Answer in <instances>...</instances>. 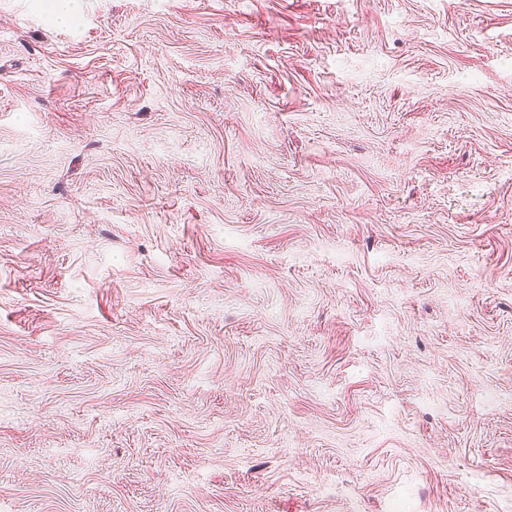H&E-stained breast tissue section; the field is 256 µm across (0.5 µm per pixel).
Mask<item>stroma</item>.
<instances>
[{
    "label": "stroma",
    "mask_w": 512,
    "mask_h": 512,
    "mask_svg": "<svg viewBox=\"0 0 512 512\" xmlns=\"http://www.w3.org/2000/svg\"><path fill=\"white\" fill-rule=\"evenodd\" d=\"M0 0V512H512V0Z\"/></svg>",
    "instance_id": "35a3bbf8"
}]
</instances>
